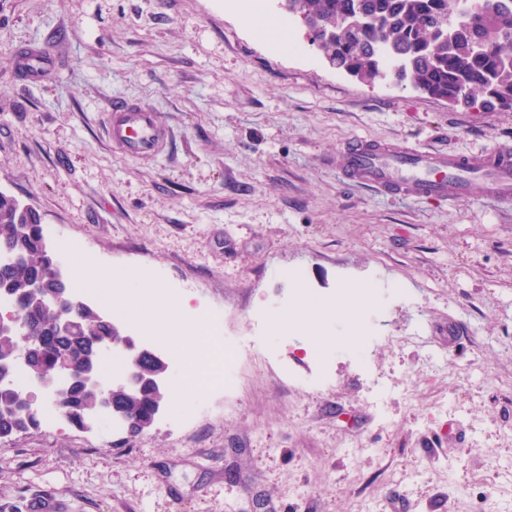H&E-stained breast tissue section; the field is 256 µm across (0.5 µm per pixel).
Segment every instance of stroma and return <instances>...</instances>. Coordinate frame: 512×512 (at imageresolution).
Listing matches in <instances>:
<instances>
[{"label": "stroma", "mask_w": 512, "mask_h": 512, "mask_svg": "<svg viewBox=\"0 0 512 512\" xmlns=\"http://www.w3.org/2000/svg\"><path fill=\"white\" fill-rule=\"evenodd\" d=\"M0 0V191L52 248L136 270L214 338L262 336L232 391L187 382L133 444L65 419L0 441V512H512V200L347 185L356 137L480 153L512 110L448 107L331 68L261 0ZM46 46L53 76L17 68ZM157 112L163 156L113 151L104 110ZM382 295L372 342L321 360L276 326L298 288Z\"/></svg>", "instance_id": "1"}]
</instances>
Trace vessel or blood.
I'll list each match as a JSON object with an SVG mask.
<instances>
[{
  "label": "vessel or blood",
  "instance_id": "vessel-or-blood-1",
  "mask_svg": "<svg viewBox=\"0 0 512 512\" xmlns=\"http://www.w3.org/2000/svg\"><path fill=\"white\" fill-rule=\"evenodd\" d=\"M52 53L41 46L21 54L19 68L30 82L46 80ZM106 133L113 148L130 158L149 160L164 153L167 134L149 106L129 100L106 110ZM345 183L367 186L391 197L455 199L480 189L492 199H512V145L473 155L423 151L395 142L358 137L336 158Z\"/></svg>",
  "mask_w": 512,
  "mask_h": 512
}]
</instances>
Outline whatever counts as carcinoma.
<instances>
[{"label": "carcinoma", "mask_w": 512, "mask_h": 512, "mask_svg": "<svg viewBox=\"0 0 512 512\" xmlns=\"http://www.w3.org/2000/svg\"><path fill=\"white\" fill-rule=\"evenodd\" d=\"M283 8L305 20L311 46L329 58L332 68L373 83L394 75L399 82L452 105L512 109V0H288ZM346 16L361 22L354 29L336 26ZM59 256L46 248L40 216L22 210L19 201L0 191V286L8 289L9 311L27 331L25 369L41 385L59 375L64 359L82 372L90 366L102 373L105 349L117 339L112 317L82 301L74 323L57 331L54 296L73 298L70 280L57 278ZM20 349L19 336L0 331V359ZM168 376L169 364L135 360L127 351L126 367ZM0 380V438L27 434L40 427L39 408L31 394L17 388L12 377ZM52 404L81 429L102 410L99 391L72 382ZM166 385L147 382L133 393H116L120 409L112 415L130 424L127 443L150 429Z\"/></svg>", "instance_id": "obj_1"}]
</instances>
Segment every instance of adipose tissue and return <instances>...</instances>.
Listing matches in <instances>:
<instances>
[{
	"instance_id": "1",
	"label": "adipose tissue",
	"mask_w": 512,
	"mask_h": 512,
	"mask_svg": "<svg viewBox=\"0 0 512 512\" xmlns=\"http://www.w3.org/2000/svg\"><path fill=\"white\" fill-rule=\"evenodd\" d=\"M76 269L81 279L93 282L102 289L104 299H111L117 286H124L125 292L118 306L127 316L143 321H161L165 329L176 333L181 345V357L198 345L202 337L203 324L191 312L188 304L171 302L159 285L153 282L125 279L117 282L111 275L98 273L95 262L85 256H78ZM377 300L373 286L368 282L349 285L347 291L337 295L335 302H328L318 295L300 294L296 306L286 312L276 314V324L292 327L310 333L315 350L328 349L333 340L327 335L324 322L333 311L357 317L363 310L371 308Z\"/></svg>"
}]
</instances>
